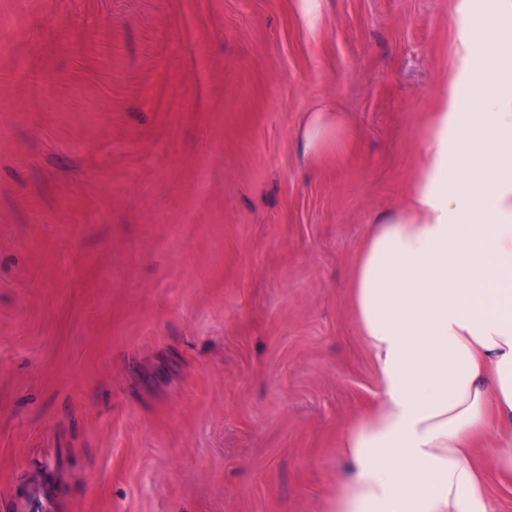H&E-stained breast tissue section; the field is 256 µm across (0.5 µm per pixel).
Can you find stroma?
Returning <instances> with one entry per match:
<instances>
[{
    "mask_svg": "<svg viewBox=\"0 0 512 512\" xmlns=\"http://www.w3.org/2000/svg\"><path fill=\"white\" fill-rule=\"evenodd\" d=\"M458 2L0 0V512H323Z\"/></svg>",
    "mask_w": 512,
    "mask_h": 512,
    "instance_id": "stroma-1",
    "label": "stroma"
}]
</instances>
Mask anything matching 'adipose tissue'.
Segmentation results:
<instances>
[{
	"label": "adipose tissue",
	"instance_id": "ef3b65f1",
	"mask_svg": "<svg viewBox=\"0 0 512 512\" xmlns=\"http://www.w3.org/2000/svg\"><path fill=\"white\" fill-rule=\"evenodd\" d=\"M490 2L483 31L455 33L459 73L409 210L378 219L357 266L380 395L341 440L349 473L327 512H501L471 452L491 425L492 465L512 478V0Z\"/></svg>",
	"mask_w": 512,
	"mask_h": 512
}]
</instances>
